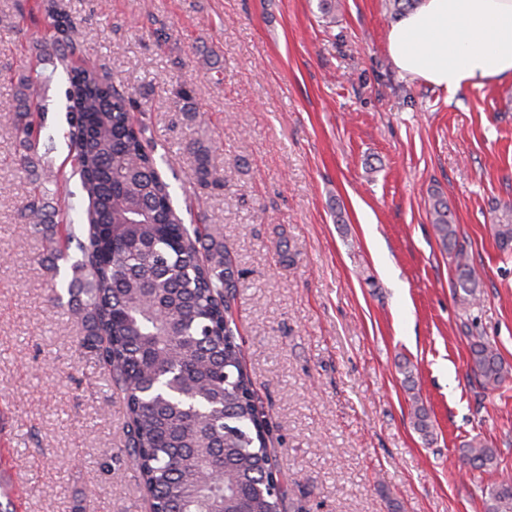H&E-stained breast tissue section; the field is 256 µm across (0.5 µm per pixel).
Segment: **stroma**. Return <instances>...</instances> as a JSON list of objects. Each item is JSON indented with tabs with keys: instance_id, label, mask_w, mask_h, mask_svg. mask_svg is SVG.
<instances>
[{
	"instance_id": "1",
	"label": "stroma",
	"mask_w": 512,
	"mask_h": 512,
	"mask_svg": "<svg viewBox=\"0 0 512 512\" xmlns=\"http://www.w3.org/2000/svg\"><path fill=\"white\" fill-rule=\"evenodd\" d=\"M57 10L83 41L37 69L63 213L83 230L65 68L94 65L128 91L183 223L216 225L233 248V317L287 512H485V488L512 476V255L491 231L512 204V81L451 95L402 78L385 0L330 16L320 0H0V100ZM186 103L221 186L194 180ZM14 156L0 120V512H149L125 410L48 303L69 265L50 271L44 239L15 221L29 184ZM438 198L477 305L454 286ZM478 340L509 372L498 390L470 369ZM474 439L495 451L486 468L461 460ZM431 216L435 232L454 264L458 286L465 292L463 302L474 305L478 300V278L467 249L458 240L448 204L440 198L436 199L432 204Z\"/></svg>"
}]
</instances>
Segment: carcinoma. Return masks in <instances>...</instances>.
Segmentation results:
<instances>
[{
  "label": "carcinoma",
  "mask_w": 512,
  "mask_h": 512,
  "mask_svg": "<svg viewBox=\"0 0 512 512\" xmlns=\"http://www.w3.org/2000/svg\"><path fill=\"white\" fill-rule=\"evenodd\" d=\"M79 51V29L61 12L49 40L31 48L62 61ZM10 85L0 112L18 144L14 164L32 185L17 219L49 241L52 270L77 241L82 257L71 265L66 315L110 397L125 408V453L151 512H282L286 487L272 462L273 426L252 388L231 312L240 277L232 248L211 224H183L131 115L132 99L90 67L68 70L66 89L74 173L88 201L85 240L76 239L47 188L59 175L38 155L46 116L36 77L22 70ZM197 134L190 143L196 181L219 185L207 132ZM431 216L464 301L474 305L477 276L448 204L436 199ZM492 232L499 249L511 252V207ZM471 371L486 390L507 379L498 354L480 340L471 347ZM494 458L481 440L463 448L474 468ZM487 512H512L511 479L488 489Z\"/></svg>",
  "instance_id": "carcinoma-1"
}]
</instances>
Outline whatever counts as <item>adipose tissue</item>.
<instances>
[{"mask_svg": "<svg viewBox=\"0 0 512 512\" xmlns=\"http://www.w3.org/2000/svg\"><path fill=\"white\" fill-rule=\"evenodd\" d=\"M388 53L402 77L451 95L512 80V0H420L391 23Z\"/></svg>", "mask_w": 512, "mask_h": 512, "instance_id": "obj_1", "label": "adipose tissue"}]
</instances>
